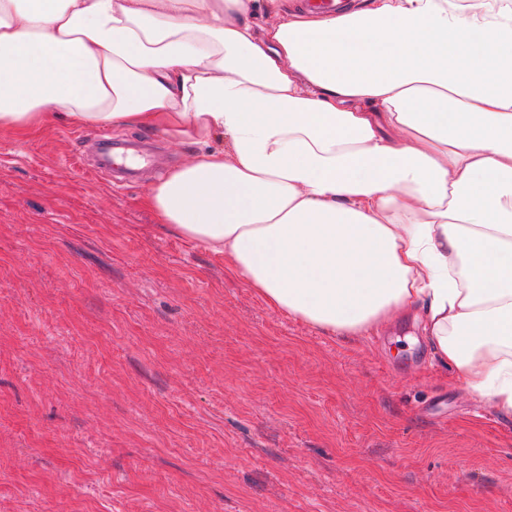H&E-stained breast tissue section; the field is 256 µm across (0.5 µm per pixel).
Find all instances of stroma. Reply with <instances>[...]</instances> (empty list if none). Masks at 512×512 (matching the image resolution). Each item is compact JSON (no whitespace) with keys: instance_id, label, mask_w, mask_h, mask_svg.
I'll return each mask as SVG.
<instances>
[{"instance_id":"stroma-1","label":"stroma","mask_w":512,"mask_h":512,"mask_svg":"<svg viewBox=\"0 0 512 512\" xmlns=\"http://www.w3.org/2000/svg\"><path fill=\"white\" fill-rule=\"evenodd\" d=\"M104 133L163 167L117 190L68 164ZM197 154L0 131V512H512V412L420 308L328 334L142 206Z\"/></svg>"}]
</instances>
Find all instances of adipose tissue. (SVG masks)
<instances>
[{
	"mask_svg": "<svg viewBox=\"0 0 512 512\" xmlns=\"http://www.w3.org/2000/svg\"><path fill=\"white\" fill-rule=\"evenodd\" d=\"M59 122L210 144L150 186L160 223L335 335L422 303L438 358L512 411L501 0H0V131Z\"/></svg>",
	"mask_w": 512,
	"mask_h": 512,
	"instance_id": "1",
	"label": "adipose tissue"
}]
</instances>
